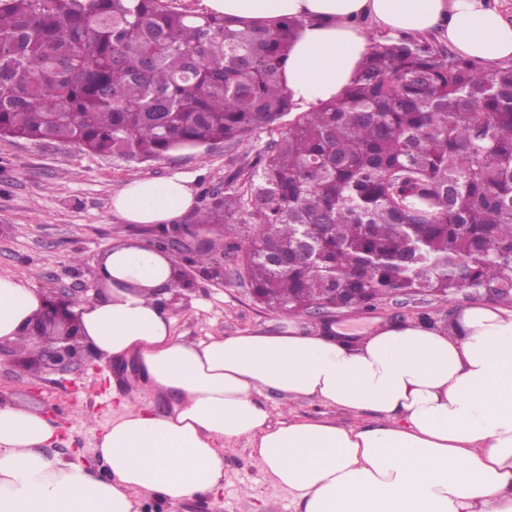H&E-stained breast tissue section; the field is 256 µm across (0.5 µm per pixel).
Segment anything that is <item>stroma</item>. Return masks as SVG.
Returning a JSON list of instances; mask_svg holds the SVG:
<instances>
[{
	"mask_svg": "<svg viewBox=\"0 0 512 512\" xmlns=\"http://www.w3.org/2000/svg\"><path fill=\"white\" fill-rule=\"evenodd\" d=\"M272 137L258 130L239 146L202 144L146 163L125 162L81 151L54 141L31 142L0 137V274L36 287L45 296L89 287L96 266L112 244L149 240L151 234L124 224L112 212V197L126 183L143 177L183 174L204 207L212 190L237 169L254 162ZM192 285L173 291L166 305L175 319V332L191 342L212 334L315 333L323 328L315 315H285L270 310L252 296L242 268V254L224 256V276L216 279L193 271ZM475 297L462 293L391 296L373 309L336 312L335 326L357 334L378 324L447 326ZM128 366L112 360L82 364L66 373H44L0 363V397L36 404L57 427L48 456L79 462L105 473L95 448L101 429L114 417L128 392ZM260 402L272 422L299 417L330 420L342 425L354 420L376 421L372 411L353 417L312 399H293L263 391ZM139 512H299L288 492L274 485L256 467L247 441L224 454V487L218 494L170 502L153 495L137 499Z\"/></svg>",
	"mask_w": 512,
	"mask_h": 512,
	"instance_id": "stroma-1",
	"label": "stroma"
}]
</instances>
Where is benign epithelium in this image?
Returning <instances> with one entry per match:
<instances>
[{
  "label": "benign epithelium",
  "instance_id": "benign-epithelium-1",
  "mask_svg": "<svg viewBox=\"0 0 512 512\" xmlns=\"http://www.w3.org/2000/svg\"><path fill=\"white\" fill-rule=\"evenodd\" d=\"M201 228L199 224H153L149 226L152 240L163 241L165 251L181 260L197 252L192 238ZM74 297L63 292L45 299V304L27 327L28 335L36 340V350L22 359L24 365L44 372H66L75 365L101 360L81 342L80 332L73 328L71 306Z\"/></svg>",
  "mask_w": 512,
  "mask_h": 512
}]
</instances>
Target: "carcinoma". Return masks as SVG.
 <instances>
[{
  "label": "carcinoma",
  "mask_w": 512,
  "mask_h": 512,
  "mask_svg": "<svg viewBox=\"0 0 512 512\" xmlns=\"http://www.w3.org/2000/svg\"><path fill=\"white\" fill-rule=\"evenodd\" d=\"M299 27L177 0H0V136L143 163L276 130L245 185L233 173L195 214L229 250L260 227L243 270L261 303L359 312L430 288L512 308V66L388 37L342 96L278 130Z\"/></svg>",
  "instance_id": "cac0c4a2"
}]
</instances>
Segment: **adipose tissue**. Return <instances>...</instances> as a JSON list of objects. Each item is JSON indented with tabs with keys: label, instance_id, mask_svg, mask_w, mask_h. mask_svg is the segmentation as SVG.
<instances>
[{
	"label": "adipose tissue",
	"instance_id": "obj_1",
	"mask_svg": "<svg viewBox=\"0 0 512 512\" xmlns=\"http://www.w3.org/2000/svg\"><path fill=\"white\" fill-rule=\"evenodd\" d=\"M244 24L298 19L283 71L300 109L339 97L371 42L437 31L462 56L512 60V23L490 0H202ZM188 180L140 178L112 198L127 224H172L193 209ZM100 300L72 311L103 358L133 360L136 378L172 399L167 412L124 405L100 438L94 474L47 456L56 429L38 407L0 402V512H137V498L177 502L224 485L226 443L251 456L302 512H512V309L470 305L452 329L387 324L357 340L329 332L176 335L165 302L179 280L165 250L113 245L96 267ZM43 294L0 275V342L24 328ZM314 398L377 422L271 423L261 391Z\"/></svg>",
	"mask_w": 512,
	"mask_h": 512
}]
</instances>
